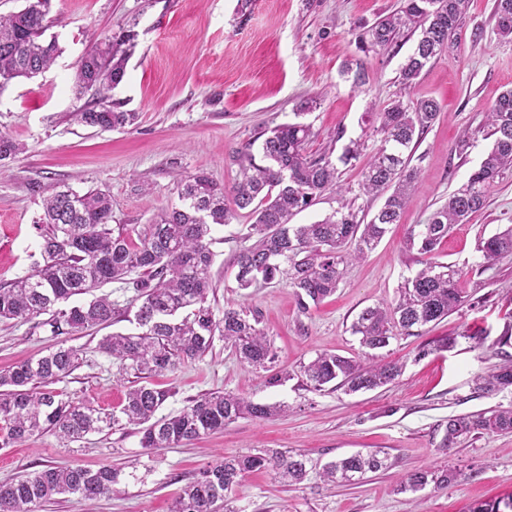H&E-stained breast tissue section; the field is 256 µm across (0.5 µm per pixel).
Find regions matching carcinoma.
Wrapping results in <instances>:
<instances>
[{"mask_svg":"<svg viewBox=\"0 0 512 512\" xmlns=\"http://www.w3.org/2000/svg\"><path fill=\"white\" fill-rule=\"evenodd\" d=\"M470 0H401L400 7L381 17L359 39V49H388L404 31L419 32L413 52L400 69V82L410 86L426 65L458 40L460 25ZM50 0H27L24 8L0 15V91L12 80L45 72L61 53L57 41L46 40ZM498 34L512 37V0H495ZM135 33L128 31L89 50L75 75L81 92L91 91V107L75 113V120L101 130H121L136 120L110 101V92L126 70L128 50ZM438 104L430 99L394 100L380 112L370 113L383 134V144L371 157L361 181L360 194L382 197V206L367 223L351 211L337 210L312 224H292L290 219L309 208L328 190L342 192L336 164L326 157L311 158L305 146L314 135L312 126L296 122L259 133L258 150L245 145L239 156L240 176L229 193L237 208L251 209L253 224L246 238L254 243L236 255L238 288L263 282L288 281L300 307L321 303L336 293L344 268L360 260L400 221L415 192L418 173L410 166L412 150L436 121ZM483 127L493 137L490 149L467 180L448 195L426 223L411 230L407 248L427 257L424 267L404 280L398 298L390 304L364 308L351 325L360 346L387 347L394 331L440 321L465 299L458 287L461 272L435 259L440 243L457 224H465L483 209L487 189L512 167V89L503 92L484 113ZM24 150L23 144L0 134V160ZM181 204L160 214L131 235L111 228L112 201L102 191L79 194L55 187L43 200L40 223L43 264L14 281L0 285V319L28 322L43 314L41 322L55 336L106 327L119 312L104 286L124 283L135 273L139 306L137 333H112L102 337L99 349L117 359L123 369L136 374H160L178 364L199 358L215 336L235 349L248 366L266 368L276 353L259 328L257 312L224 308L218 318L207 305L211 289L210 250L214 226L231 223L224 187L204 173L177 178ZM484 260L512 259V225L482 241ZM90 295L86 303L61 307L71 298ZM456 342L446 337L421 345L416 357L448 350ZM500 362L477 376V389L487 395L512 391V325L494 341ZM75 349L59 344L36 360H26L0 372V447L7 448L52 430L64 441H78L110 425L125 422L141 427L143 448H168L191 442L201 435L224 429L249 415L269 418L283 411L280 404H255L239 395L214 392L189 401L181 411L164 416L157 412L171 391L147 385L129 389L120 413H103L87 404L60 397L52 385L69 376L77 365ZM403 366L392 362H363L336 353L318 354L303 366L309 387L321 391L334 384L349 393L375 390L394 382ZM512 434V405L490 411L448 417L441 449L448 450L474 434ZM309 460L300 452L263 450L226 457L200 470L175 499L170 512H236L227 495L248 473L272 472L281 483L293 485L308 474ZM389 468L380 452H358L323 466L327 482L350 483L368 472ZM121 470L103 465L96 470L79 465L48 466L11 482L0 483V512H37L57 494L76 495L83 501L109 497L120 481ZM458 473L422 469L404 477L397 491L417 492L429 484L448 486ZM468 512H512V495L473 504Z\"/></svg>","mask_w":512,"mask_h":512,"instance_id":"1","label":"carcinoma"}]
</instances>
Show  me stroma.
<instances>
[{"label": "stroma", "instance_id": "1", "mask_svg": "<svg viewBox=\"0 0 512 512\" xmlns=\"http://www.w3.org/2000/svg\"><path fill=\"white\" fill-rule=\"evenodd\" d=\"M399 5L253 0L243 17L239 0H51L48 32L58 40L60 57L44 74L12 80L0 91V133L26 146L0 161V284L41 264L39 218L43 198L55 186L108 192L113 228L129 232L179 205L176 175L203 173L232 186L241 149L263 129L301 121L314 131L308 155L335 160L345 142L358 140L368 157L383 139L368 111L395 99H432L441 112L413 153L419 192L401 223L346 268L334 295L308 311L300 310L294 288L284 281L238 289L234 258L246 244L249 211L215 227L207 302L218 316L229 304L257 311L277 354L272 369L287 371L288 378L268 386L269 371L245 367L218 337L200 358L151 377V384L172 392L161 412H178L189 400L222 391L285 405L284 413L266 420L245 416L189 444L153 450L142 448L137 428L125 423L70 443L47 431L0 447V482L48 465L112 464L122 469L112 496L90 505L58 495L42 504V512H170L173 498L203 467L277 448L306 454L307 478L287 486L267 471L247 474L229 495L235 512H465L472 503L512 494V434H476L449 451L440 448L450 416L512 404L510 392L486 396L476 388L477 376L498 361L492 338L512 323V261L486 263L478 249L483 239L512 225V168L488 188L485 208L439 247V261L462 272L464 304L416 335L396 334L382 349L385 360L405 365L395 384L356 394L329 386L314 391L301 372L322 352L362 355L349 331L352 321L364 307L393 302L404 278L420 269L421 255L406 247L412 225L425 223L478 166L491 145L480 129L483 114L512 88V39L497 32L494 0H470L457 45L432 60L411 86L402 85L399 69L415 36H401L385 51L366 54L357 47L359 35ZM129 29L136 38L112 101L135 113L134 124L122 131L78 124L73 113L92 100L74 87L82 57L104 37ZM359 63L366 82L356 88L345 69ZM339 129L345 132L340 141L334 138ZM465 135L470 146L462 152L457 142ZM361 169L358 162L340 166L349 193H323L294 223L323 219L341 207L371 216L381 202L359 194ZM105 291L121 304L120 316L109 329L92 328L63 341L78 351L79 363L56 388L109 413L119 411L136 376L102 353L99 342L109 330L136 331L129 307L136 290L112 283ZM484 330L490 342L475 346L471 334ZM453 335L458 341L451 350L417 358L420 344ZM58 342L34 322L2 320L0 371L39 358ZM373 450L387 453L388 469L354 484L320 478L324 464ZM446 466L458 473L448 487L396 493L408 472Z\"/></svg>", "mask_w": 512, "mask_h": 512}]
</instances>
